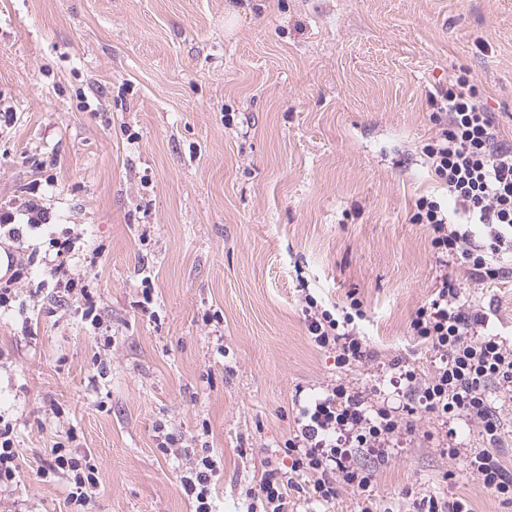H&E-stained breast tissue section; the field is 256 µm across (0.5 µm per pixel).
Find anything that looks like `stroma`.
I'll return each mask as SVG.
<instances>
[{
  "mask_svg": "<svg viewBox=\"0 0 512 512\" xmlns=\"http://www.w3.org/2000/svg\"><path fill=\"white\" fill-rule=\"evenodd\" d=\"M457 76L512 145V0H0V211L22 224L32 201L50 218L37 236L80 233L73 262L103 250L101 331L39 262L0 311V417L20 450L0 512H70L38 470L71 427L98 467L91 512H192L180 477L205 444L215 512H244L300 402L342 378L398 408L400 366L433 372L409 323L443 281L512 338V261L479 282L410 221L419 197H447L423 148L430 97ZM308 293L362 301L367 359L347 371L310 343ZM411 421L387 464L361 456L371 497L340 490L330 512H414L433 493L512 512L462 471L488 445L471 424ZM159 424L181 455L159 450Z\"/></svg>",
  "mask_w": 512,
  "mask_h": 512,
  "instance_id": "stroma-1",
  "label": "stroma"
}]
</instances>
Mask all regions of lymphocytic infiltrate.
<instances>
[{
	"label": "lymphocytic infiltrate",
	"instance_id": "obj_1",
	"mask_svg": "<svg viewBox=\"0 0 512 512\" xmlns=\"http://www.w3.org/2000/svg\"><path fill=\"white\" fill-rule=\"evenodd\" d=\"M445 120L423 151L435 176L448 188L452 209L436 199L418 198L412 223L425 225L438 257L467 266L477 279L495 280L503 273L497 264L512 255V146L499 138L491 112L476 98L468 79H459L433 97ZM485 229L476 239L471 227ZM362 303L351 299L348 311L333 314L312 294H305L302 312L309 338L317 347L336 352L340 367H351L366 357L367 344L355 327L354 313ZM412 336L439 352L442 363L432 375L401 367L399 378L410 395L418 397L428 413L475 424L482 436L497 441L501 427L489 400L490 385H512V343L489 332L485 311L474 308L451 283L417 308L409 325ZM405 420L374 394L339 379L323 395L301 406L297 429L285 445L289 469L278 467L264 474L258 487L247 489V512H288V493L303 491L307 505L329 506L340 488L365 493L377 473L357 463L358 455L387 463L394 437L411 431ZM78 438L68 430L52 449V459L40 469L41 478L65 481L68 502L88 507L99 491L98 469L91 456L72 455L68 446ZM465 473L491 494L512 501V471L499 455L485 448L465 458ZM218 472L216 460L203 455L198 467L186 472L181 483L194 497V512H213L209 486Z\"/></svg>",
	"mask_w": 512,
	"mask_h": 512
}]
</instances>
